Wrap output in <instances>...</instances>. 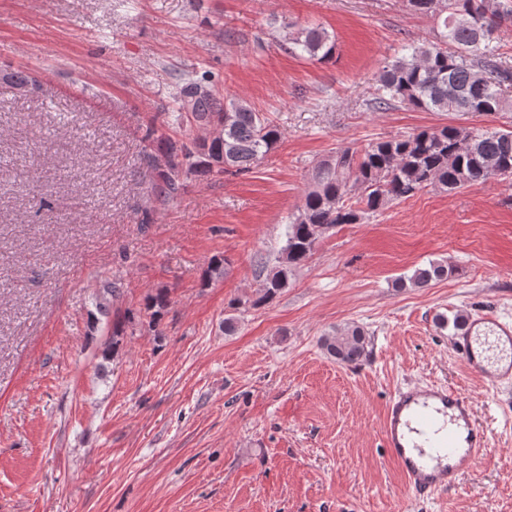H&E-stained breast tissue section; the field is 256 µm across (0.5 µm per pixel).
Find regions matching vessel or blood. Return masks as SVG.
Returning <instances> with one entry per match:
<instances>
[{"label":"vessel or blood","instance_id":"1","mask_svg":"<svg viewBox=\"0 0 512 512\" xmlns=\"http://www.w3.org/2000/svg\"><path fill=\"white\" fill-rule=\"evenodd\" d=\"M466 368L487 385L512 382V323L491 314L468 317L450 340ZM384 446L406 488L425 498L454 485L465 463L489 446L470 397L443 386L409 385L389 399L382 421Z\"/></svg>","mask_w":512,"mask_h":512}]
</instances>
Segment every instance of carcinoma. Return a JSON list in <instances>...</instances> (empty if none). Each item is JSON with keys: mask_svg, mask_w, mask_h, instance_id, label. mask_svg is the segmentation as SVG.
<instances>
[{"mask_svg": "<svg viewBox=\"0 0 512 512\" xmlns=\"http://www.w3.org/2000/svg\"><path fill=\"white\" fill-rule=\"evenodd\" d=\"M407 6L436 17L440 31L434 41L403 45L401 54L383 66L375 88L377 107L401 104L426 112L479 114L512 109L506 95L512 67L502 60L496 38L484 37V31L495 32L502 22H512V8L504 7L502 0H407ZM285 50L326 60L335 42L325 29L310 26L287 38ZM0 84L27 90L36 85V78L22 69L3 70ZM175 105V124H195L213 131V136L179 141L154 126L146 130L151 190L160 202L173 198L192 173L248 172L280 140L270 117L243 99L224 97L207 71L179 78ZM490 179L512 180V131L445 125L382 139L360 151L338 150L314 166L312 186L287 225L281 258L268 270L260 296L236 299L230 308L272 302L288 287L291 268L305 262L320 238L341 224H361L390 203L427 187L451 194ZM449 273L447 266L431 263L398 279L396 287L425 288ZM168 305L163 289L147 297L152 324H159ZM323 345L337 362L355 365L366 357L369 339L363 328L352 326L325 337Z\"/></svg>", "mask_w": 512, "mask_h": 512, "instance_id": "cac0c4a2", "label": "carcinoma"}]
</instances>
